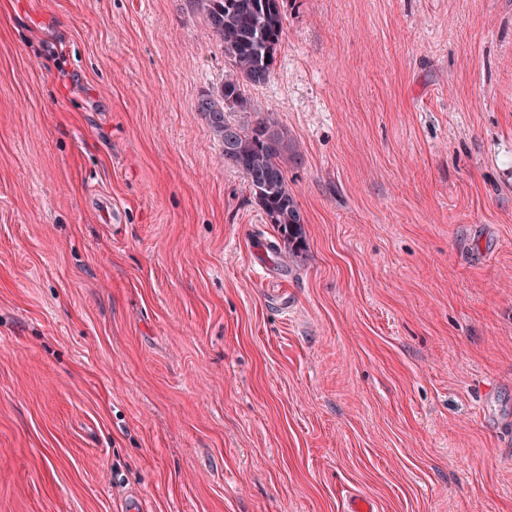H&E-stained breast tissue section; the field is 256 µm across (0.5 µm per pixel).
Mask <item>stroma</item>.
<instances>
[{"label":"stroma","instance_id":"1","mask_svg":"<svg viewBox=\"0 0 512 512\" xmlns=\"http://www.w3.org/2000/svg\"><path fill=\"white\" fill-rule=\"evenodd\" d=\"M285 14L296 258L186 0H0V512H512V0Z\"/></svg>","mask_w":512,"mask_h":512}]
</instances>
